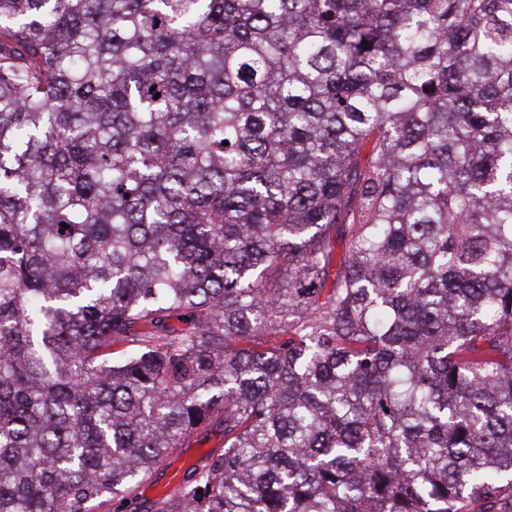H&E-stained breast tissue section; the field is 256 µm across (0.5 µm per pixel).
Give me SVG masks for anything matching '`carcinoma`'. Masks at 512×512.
<instances>
[{"label": "carcinoma", "mask_w": 512, "mask_h": 512, "mask_svg": "<svg viewBox=\"0 0 512 512\" xmlns=\"http://www.w3.org/2000/svg\"><path fill=\"white\" fill-rule=\"evenodd\" d=\"M210 425L151 512H512V0H0V512Z\"/></svg>", "instance_id": "1"}]
</instances>
